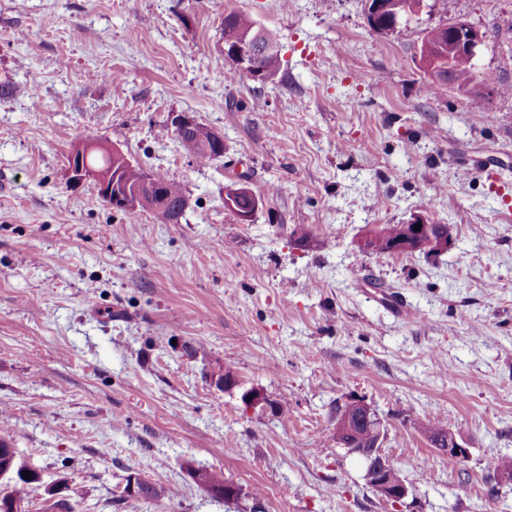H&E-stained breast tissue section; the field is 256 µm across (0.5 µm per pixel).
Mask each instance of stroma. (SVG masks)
<instances>
[{"instance_id": "stroma-1", "label": "stroma", "mask_w": 512, "mask_h": 512, "mask_svg": "<svg viewBox=\"0 0 512 512\" xmlns=\"http://www.w3.org/2000/svg\"><path fill=\"white\" fill-rule=\"evenodd\" d=\"M430 2L379 34L365 0H0V438L40 476L29 512H153L123 496L133 473L163 475L169 512H512V94L429 95L419 64L426 29L464 20L486 35L475 79L512 85V0ZM232 9L279 32L275 77L226 63ZM180 112L222 157L186 153ZM90 133L179 183V222L69 183ZM235 182L260 200L245 224ZM419 213L447 251L360 252ZM228 365L266 407L214 384ZM353 401L399 504L336 443ZM436 417L466 461L422 435ZM197 123V121L194 119V117L190 116L189 114L182 113L178 115L174 120V125L176 126L178 130V134L180 138L182 139V144L185 148V150L188 152L189 155L194 156L196 152L198 151L200 146H197L194 144L193 141H187L184 136H187L191 139H196L197 141L201 142L202 145H205L206 142H209V140L212 142L214 149L217 153V157H221L224 154V137L219 134L216 131L211 132V136L209 139V128H207L205 125L199 123L194 129L190 130L186 135L185 132L190 129L192 126H194ZM196 162L199 164H206L211 162L213 159V155L211 153H208L205 149H200V151L195 155ZM247 192V193H244ZM249 189L245 186L233 184L229 186H225L224 188V206L227 209H237L242 212L252 211L255 207V199L254 196L249 194ZM244 193V194H242ZM241 194V195H240ZM240 195V196H239ZM237 196H239L237 198ZM236 203L234 205L235 199ZM236 206V208H235ZM259 202L256 203V209H258ZM196 471L198 472L199 478L201 479L202 483H205L213 488H221L222 486H224L223 490H217L211 489L205 485H200L211 495L218 498H224L233 501L241 499L242 489L232 482H224L225 480L223 473H218L214 470L207 468L206 466H200L196 469Z\"/></svg>"}]
</instances>
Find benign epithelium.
<instances>
[{"mask_svg": "<svg viewBox=\"0 0 512 512\" xmlns=\"http://www.w3.org/2000/svg\"><path fill=\"white\" fill-rule=\"evenodd\" d=\"M448 56L466 54L471 58L477 56L479 48L484 44L485 35L481 30L462 20L448 24ZM223 53L230 55L235 60L238 69L246 71L253 69L257 59L277 51V47L263 42L259 35L242 42L223 40ZM448 82L452 83L459 91L468 95H486L490 89L485 84H476L473 79L465 82H457L454 76H448ZM99 148V144L82 143L71 152V165L68 166L70 181L80 184L93 181L106 191V195L119 202V206L128 210H137L149 206L159 209L163 206L159 196L155 194V181L152 176L145 175L134 187L129 188L120 181L121 172L110 168H96L88 161L89 155ZM421 224V229L413 232L406 240L404 250L412 252L438 253L448 248L450 233L440 226L430 222L424 215H415L408 224L413 226ZM346 417L336 424V439L339 444H345L344 436L349 431V420L356 417L361 422H372L381 425L378 418L372 416L371 409L360 401L348 404ZM384 435H379L377 444L373 448H349L347 454L357 456L363 466V480L372 489L374 494L384 500L394 503L401 502L411 493L409 485L382 455L381 448ZM441 452L456 460L467 458V448L457 439L455 434L448 433L447 447ZM211 495L237 501L242 497V489L232 482H224V489L217 490L206 488Z\"/></svg>", "mask_w": 512, "mask_h": 512, "instance_id": "7a95c632", "label": "benign epithelium"}]
</instances>
